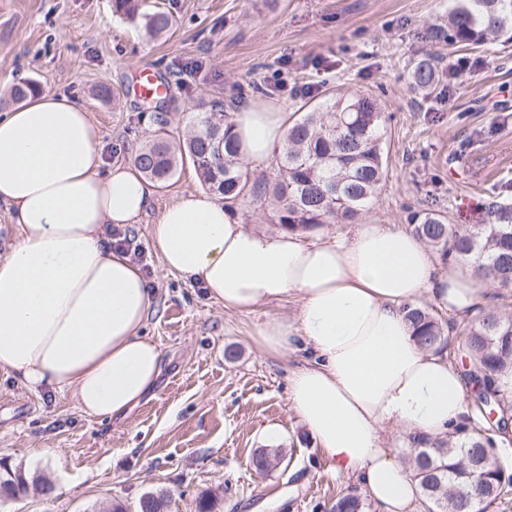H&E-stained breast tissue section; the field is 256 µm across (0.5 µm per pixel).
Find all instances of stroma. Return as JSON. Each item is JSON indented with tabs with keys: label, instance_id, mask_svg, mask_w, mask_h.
I'll use <instances>...</instances> for the list:
<instances>
[{
	"label": "stroma",
	"instance_id": "1",
	"mask_svg": "<svg viewBox=\"0 0 512 512\" xmlns=\"http://www.w3.org/2000/svg\"><path fill=\"white\" fill-rule=\"evenodd\" d=\"M171 33L148 38L112 12V0H0V113L10 89L35 79L75 99L99 130L105 163H129L157 129L187 130L199 97L235 112L254 97L299 108L360 90L388 117L386 176L366 224L409 225L431 207L462 227L512 202V45L448 50L429 39L446 24L449 0H164ZM431 60L441 79L427 94L410 85L413 65ZM150 65L167 93L140 102L135 77ZM201 185L191 165L153 191L152 208L122 226L126 250L155 291L143 336L159 347L154 389L118 417L89 416L70 394L32 390L0 370V460L42 476L0 512H138L141 497L174 496L172 512H330L355 480L326 473L317 444L289 401L300 356H274L258 332L295 318L297 295L256 312L225 311L199 282L167 273L151 241L159 212ZM280 451L257 474L256 450Z\"/></svg>",
	"mask_w": 512,
	"mask_h": 512
}]
</instances>
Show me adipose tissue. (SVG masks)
Masks as SVG:
<instances>
[{"label": "adipose tissue", "mask_w": 512, "mask_h": 512, "mask_svg": "<svg viewBox=\"0 0 512 512\" xmlns=\"http://www.w3.org/2000/svg\"><path fill=\"white\" fill-rule=\"evenodd\" d=\"M235 132L240 157L261 162L284 141L288 115L257 98L238 109ZM102 164L97 128L66 97L44 92L0 114V202L20 228L0 258V369L30 389L70 393L87 415L116 417L153 390L161 353L140 334L152 293L106 233L146 215L152 192L135 165ZM151 236L164 268L201 282L226 311L298 294L297 319L268 322L259 343L304 351L289 400L325 470L359 480L382 512H416L419 481L383 447V431L442 437L468 410L461 374L416 344L403 308L425 297L462 317L489 285L399 224L306 243L250 229L204 193L165 207Z\"/></svg>", "instance_id": "ef3b65f1"}]
</instances>
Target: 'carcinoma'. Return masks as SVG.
<instances>
[{"label":"carcinoma","mask_w":512,"mask_h":512,"mask_svg":"<svg viewBox=\"0 0 512 512\" xmlns=\"http://www.w3.org/2000/svg\"><path fill=\"white\" fill-rule=\"evenodd\" d=\"M448 26L430 31V36L448 47H478L500 41L512 44V0H452ZM145 0H113L112 7L145 33L158 38L172 27L166 10L144 8ZM436 78L431 62H418L412 84L427 87ZM39 90L30 80L11 90L22 102ZM384 110L363 92L333 94L321 103L301 107L276 158L271 191L248 187L238 157L234 123L227 118L220 100L201 101L191 107V129L173 145L162 136L141 146L134 162L142 175L163 185L179 168L190 163L201 185L229 207L247 195L257 200L271 194L275 223L280 228L307 233L324 224H352L376 199L385 177ZM411 232L430 244L443 259L469 264L475 275L495 288H512V203L491 207L490 221L458 230L441 212L425 208L410 217ZM416 343L424 349L444 351L447 329L426 308L405 307ZM469 359L466 375L481 389L473 395L472 407L481 416L494 409L505 420L509 400L494 386L493 376L512 370V318L488 307L462 330ZM410 462L419 479L421 493L432 512H480L492 503L505 481L503 469L492 448L498 440L490 432L469 423L447 438L412 434ZM481 462L471 479L463 467L466 459ZM255 470L265 473L279 464V456L265 449L252 460ZM37 478L20 467L0 463V489L12 496L25 493ZM172 500L164 493H148L139 501L140 512H170ZM332 512H365L364 499L355 492L336 499Z\"/></svg>","instance_id":"cac0c4a2"}]
</instances>
